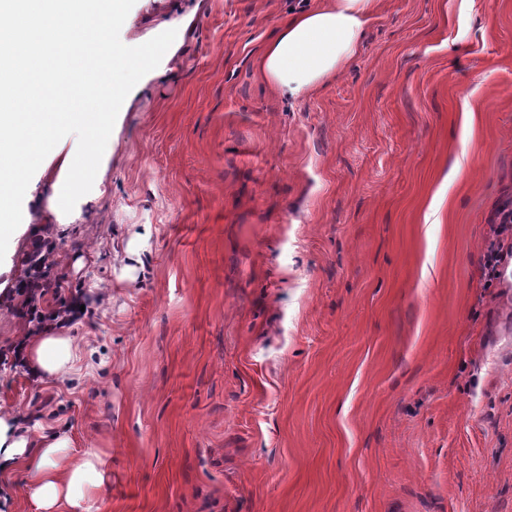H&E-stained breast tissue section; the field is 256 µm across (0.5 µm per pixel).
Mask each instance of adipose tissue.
<instances>
[{"instance_id":"ef3b65f1","label":"adipose tissue","mask_w":512,"mask_h":512,"mask_svg":"<svg viewBox=\"0 0 512 512\" xmlns=\"http://www.w3.org/2000/svg\"><path fill=\"white\" fill-rule=\"evenodd\" d=\"M376 0H334L284 22L258 57V68L283 95L299 98L336 77L352 59ZM124 19V0L100 9L97 0H11L0 9V51L11 64L0 68V88L8 91L11 111L0 113V244L29 235L40 244L39 228L29 225L25 205L27 178L40 168L46 154L47 129L75 126L83 133L111 132L129 85L153 72L156 56L146 51L131 58L111 50L104 35ZM112 53V103L86 113L79 106L98 95L99 74L93 60ZM67 180L53 184L51 201L60 219H67L66 196L92 203L93 186L101 184L104 168L78 174L74 157L61 165ZM26 364L40 381L66 378L79 368L82 350L76 337L51 328L25 342ZM23 467L26 487L37 512H96L104 487L105 461L97 449L75 452L62 429L22 424L0 407V471Z\"/></svg>"}]
</instances>
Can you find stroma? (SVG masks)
<instances>
[{"instance_id":"35a3bbf8","label":"stroma","mask_w":512,"mask_h":512,"mask_svg":"<svg viewBox=\"0 0 512 512\" xmlns=\"http://www.w3.org/2000/svg\"><path fill=\"white\" fill-rule=\"evenodd\" d=\"M322 2L125 0L107 36L156 70L41 301L111 285L69 325L80 376L16 360L30 246L0 268V406L107 454L97 512H512V287L482 273L512 201V0H378L342 73L284 97L256 57ZM75 147L31 173L33 223Z\"/></svg>"}]
</instances>
